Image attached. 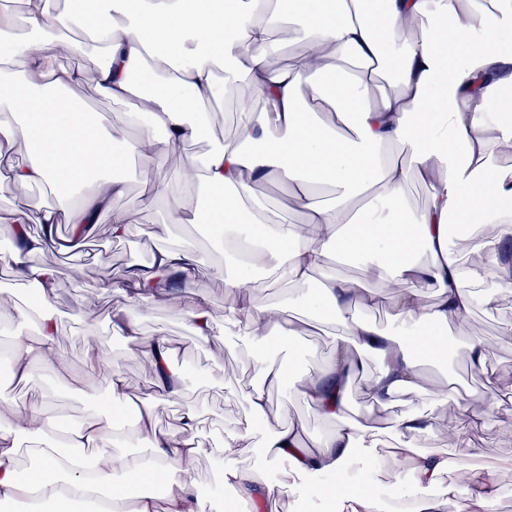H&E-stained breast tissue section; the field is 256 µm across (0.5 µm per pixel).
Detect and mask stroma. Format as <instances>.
<instances>
[{"label": "stroma", "instance_id": "1", "mask_svg": "<svg viewBox=\"0 0 512 512\" xmlns=\"http://www.w3.org/2000/svg\"><path fill=\"white\" fill-rule=\"evenodd\" d=\"M75 66L82 72L83 78L72 86V96L94 111L115 115L122 113V105L100 98L96 91L97 60L83 54ZM232 133V128L224 123H215L209 137L185 144L182 151L160 147L151 164L161 167L170 175H178L189 156L205 152L212 143L227 139ZM142 191L141 183L131 180L125 197L102 214L96 226L97 233H109L113 223L124 221L130 212H138L134 233L144 238L146 246L193 247L199 271L192 281L179 283L175 288L162 285L151 299L134 303L123 293L102 291V282L117 281L123 277L121 269H109L107 260L103 258L85 262L86 273L78 279L72 275L73 265L85 260L83 253L73 248L64 252L50 248L30 255L28 263L50 267L56 272L59 287L54 293V303L60 315L58 352L69 375L77 376L83 372L86 349L91 346L108 359L118 360L131 394L137 397L149 394L145 362L130 356L125 341L113 335L110 328L113 311L128 309L141 317V334L145 339L157 336L165 338L175 351L176 363L184 371L180 401L161 405L158 410L160 427L176 430L182 407L193 406L199 414V438L205 446L210 447L247 422L248 410L241 395L256 382L261 365L253 356L240 325L226 312L230 298L223 279L210 272L211 266L217 262L212 249L195 242L189 228L175 226L171 231H164L163 206L140 208ZM195 298L206 300L215 318V333L205 341L195 336L185 317L187 302ZM510 321L512 292L502 295L495 310L479 308L471 316V331L482 338L491 350L493 370L499 386L504 388H512V342H499L498 331L502 323ZM335 340L336 333L328 323H315L306 351L296 354V369L306 372L324 367L334 355ZM423 370L431 386L451 377L467 394L473 395L483 385L482 379L469 365L466 350L456 344L448 352L447 365L429 363L424 365ZM271 394L276 402L269 409L270 423L285 425L296 419L303 420L313 441L335 430V423L324 420L291 385L285 383L274 387ZM0 397L18 400L35 398L44 401L53 414L75 418L93 412L106 399V377L101 374L93 378L87 392L80 393L66 390L56 377L37 368L31 380L19 387H1ZM419 407L423 414L439 418L442 428L453 426L471 443L484 448L490 458L512 456V407L499 405L487 412L485 425L480 429L471 427L468 414L455 402L437 405L431 396L425 395L420 398ZM372 427L378 442L379 467L376 471L364 473L363 479L377 493L385 494L404 465L392 460L389 453L392 443L390 419L375 420ZM442 428L422 434L420 446L425 449L443 447L446 438ZM235 456L243 468L258 471L263 476L274 493L277 512H324L321 500L301 490L302 480L293 472L288 461H264L259 445L247 442L238 444Z\"/></svg>", "mask_w": 512, "mask_h": 512}]
</instances>
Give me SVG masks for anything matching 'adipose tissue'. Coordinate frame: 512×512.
I'll list each match as a JSON object with an SVG mask.
<instances>
[{
	"mask_svg": "<svg viewBox=\"0 0 512 512\" xmlns=\"http://www.w3.org/2000/svg\"><path fill=\"white\" fill-rule=\"evenodd\" d=\"M429 26L412 37L419 20ZM296 25L306 52L297 66L271 63L279 52L273 38ZM89 35L88 51L99 54L96 90L124 103L123 120L91 116L65 103L78 82L76 71L57 67V52L70 49L72 28ZM23 57L24 70L8 66ZM394 91L376 94L379 68ZM249 84L262 108L242 107L233 143H218L188 159L181 183L207 199L206 211L169 199L165 221L205 227L224 263L215 275L231 295L230 312L264 361L261 379L243 393L249 423L209 450L196 438L198 416L186 408L174 431L162 430L157 409L181 394L182 372L164 338L143 345L140 321L125 310L112 314L113 334L127 346L143 347L152 395L132 401L119 368H107L96 351L87 373L107 370V400L72 431L60 434L56 416L42 402L14 400L0 412V506L30 512L29 503L50 495L51 512H71L73 503H94L96 512H206L190 470L212 454L225 503L266 504L271 490L259 475L239 467L233 448L253 427L266 424L270 391L293 381L299 395L336 430L307 444L303 421L267 426L263 456L289 460L294 470L323 479L319 491L327 512H382L381 498L350 477L361 461L375 470L370 431L349 418L351 381L365 357L379 361L369 388L388 407L394 395L412 405L397 416L393 457L406 464L391 497L414 501L413 512H495L503 460L482 449H420L416 440L434 430L416 403L425 390L423 361L448 360V338L457 336L473 369H483L485 343L469 331L474 310L493 307L512 281V169L495 163L512 147V127L491 114V102L512 88V0H81L64 9L42 8L21 16L0 14V146L23 143L24 154L0 162V189L50 187L54 202L37 213L16 210L14 226L33 222L40 234L23 233L12 252L0 256L17 275L37 285L32 305L15 307L17 331L10 358L18 380L34 366L57 371V286L49 267H32L31 254L56 246L58 224L87 235L111 201L126 192V153L149 158L158 140L168 145L198 138L209 123L208 104L227 86ZM429 187L423 209L407 210L409 180ZM275 180L292 194L304 220L271 222L255 192ZM402 214L392 222L386 212ZM470 230L483 263H462L448 245V222ZM245 241L261 254L265 269L292 285L309 318L342 323L336 352L324 370L289 378L293 330L275 321L281 304L248 292L251 262L239 261L225 241ZM425 249L429 260L417 258ZM358 260L362 280L336 277L330 259ZM193 279L197 259L186 247H159L149 265L130 268L121 283H104L130 300H148L171 273ZM319 288H312L314 275ZM402 286L391 305L393 323L380 328L366 313L383 300L382 285ZM130 431L140 450L121 456L115 437ZM32 445L34 467L20 475L16 447ZM160 477L168 487L163 504L141 495V479Z\"/></svg>",
	"mask_w": 512,
	"mask_h": 512,
	"instance_id": "adipose-tissue-1",
	"label": "adipose tissue"
}]
</instances>
